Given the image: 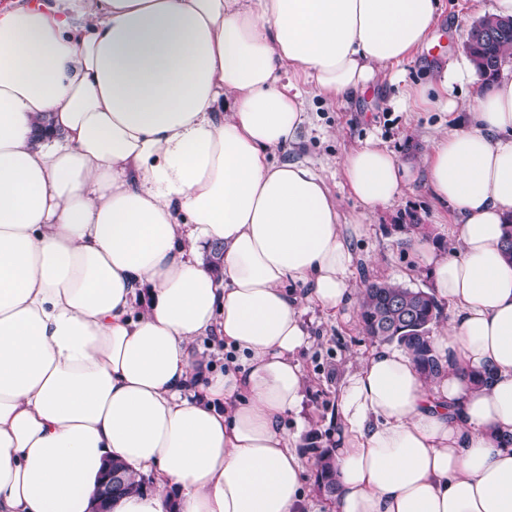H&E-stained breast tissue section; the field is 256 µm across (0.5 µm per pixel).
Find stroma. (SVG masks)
Wrapping results in <instances>:
<instances>
[{
  "instance_id": "1",
  "label": "stroma",
  "mask_w": 512,
  "mask_h": 512,
  "mask_svg": "<svg viewBox=\"0 0 512 512\" xmlns=\"http://www.w3.org/2000/svg\"><path fill=\"white\" fill-rule=\"evenodd\" d=\"M493 6L494 0H441V12L429 42L402 66L403 82L382 83L377 91L347 103L315 98L309 105L310 124L303 155L325 166L329 187L344 214L361 209L344 186L342 162L349 151L372 138L412 168L402 195L391 206L372 212L368 234L351 242L353 287L363 288L369 280L425 290L430 287L427 272L418 268L409 245L419 235L447 245L449 239L440 227L450 224L451 209L426 189L421 157L428 142L449 129L467 126L469 113L463 107L449 114L430 108L402 112L396 101L404 83L424 80L431 67L464 60L470 26L491 14ZM305 320L312 345L301 355L309 385L300 412L307 428L299 452L311 464L316 449L334 447L340 383L348 371L354 370L358 356L366 354L374 342L364 332L354 309L343 310L329 320L312 308Z\"/></svg>"
}]
</instances>
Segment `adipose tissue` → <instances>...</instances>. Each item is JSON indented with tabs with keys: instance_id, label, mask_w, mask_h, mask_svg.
I'll list each match as a JSON object with an SVG mask.
<instances>
[{
	"instance_id": "obj_1",
	"label": "adipose tissue",
	"mask_w": 512,
	"mask_h": 512,
	"mask_svg": "<svg viewBox=\"0 0 512 512\" xmlns=\"http://www.w3.org/2000/svg\"><path fill=\"white\" fill-rule=\"evenodd\" d=\"M440 0H14L0 9V512H320L298 433L304 316L358 306L352 237L408 169L368 141L343 215L302 147L307 103L375 85ZM468 62L401 109L455 111ZM453 252L417 239L450 319L441 371L380 344L340 386L332 512H512V74L434 139ZM219 245V265L203 256ZM213 336L219 372L196 348ZM485 375L474 383L473 374ZM114 468L119 471L113 472L112 469L114 470ZM120 471L123 476V484L119 487H112L113 483L122 480ZM144 487L145 482L143 480H137L129 473L124 464L112 460L95 492L92 512H108V506L112 502V493L114 501L123 495L143 492Z\"/></svg>"
}]
</instances>
